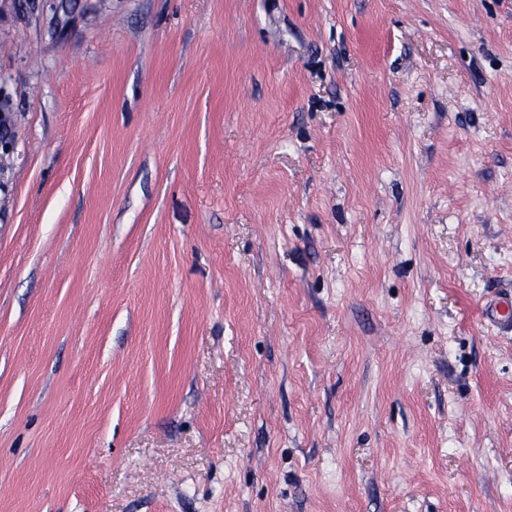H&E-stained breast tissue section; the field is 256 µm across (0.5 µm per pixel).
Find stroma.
I'll return each instance as SVG.
<instances>
[{"label":"stroma","instance_id":"stroma-1","mask_svg":"<svg viewBox=\"0 0 512 512\" xmlns=\"http://www.w3.org/2000/svg\"><path fill=\"white\" fill-rule=\"evenodd\" d=\"M0 8V512H512V0ZM13 7L32 18H40L51 12L55 16L56 30H66L71 23V12L65 10L61 14L63 6L56 0H22L14 3ZM6 118L5 124L0 125V136L1 133L4 135L3 140L0 139V190H6V183L4 181V160L6 158H13V156L17 153L18 141L13 135L14 123L17 121V118L14 121V115H2V120ZM489 324L500 333L512 332V299L499 298L486 308Z\"/></svg>","mask_w":512,"mask_h":512}]
</instances>
